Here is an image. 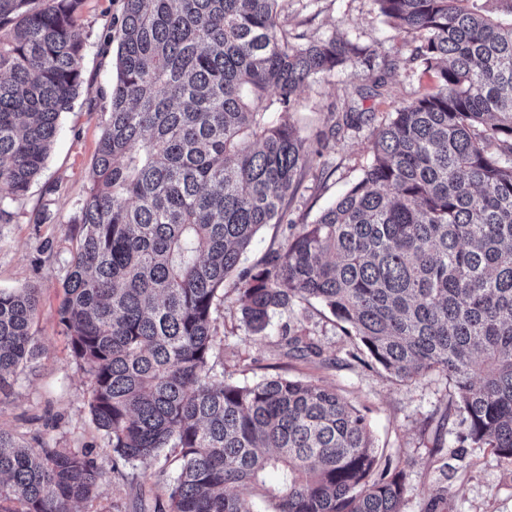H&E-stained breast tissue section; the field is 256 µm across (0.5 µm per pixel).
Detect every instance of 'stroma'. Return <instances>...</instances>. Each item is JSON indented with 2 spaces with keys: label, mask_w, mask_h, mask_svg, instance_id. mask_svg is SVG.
<instances>
[{
  "label": "stroma",
  "mask_w": 512,
  "mask_h": 512,
  "mask_svg": "<svg viewBox=\"0 0 512 512\" xmlns=\"http://www.w3.org/2000/svg\"><path fill=\"white\" fill-rule=\"evenodd\" d=\"M122 8L123 0H84L86 46L78 97L60 118L43 172L16 202L15 221L0 224V289H36L39 308L32 332L43 347L38 359L19 370L12 394L0 396V428L34 449L46 445L92 451L102 477L96 497L79 504L78 512H140L141 503L166 500L176 473L175 464L161 458L113 464L91 420V378L74 359L57 315L62 268L76 230L69 219L85 195L108 119L98 106L101 93L116 76V50L104 48L103 41ZM281 15L290 28L310 38L340 36L379 60L409 52L403 36L384 23L371 0H283ZM366 75L359 64L317 76L300 90L301 107L290 114V122L312 141L339 121L347 107L382 117L420 89L417 74L398 69L387 76L383 96L364 99L357 90L366 85ZM370 140L369 130L344 128L327 141L292 201L297 223L314 221L360 179L371 161ZM48 184L58 185V194H45ZM43 210L49 214L46 223H34L35 213ZM236 298L233 281H226L216 327L228 380L252 385L279 375L335 388L366 416L378 454L404 472L401 512H512V466L492 449L459 443L465 427L461 416L448 412L451 387L444 375L394 383L315 301L293 303L276 314L267 336L251 335L239 319ZM288 331L318 344L321 357L285 355L282 336Z\"/></svg>",
  "instance_id": "35a3bbf8"
}]
</instances>
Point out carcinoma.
<instances>
[{
  "label": "carcinoma",
  "mask_w": 512,
  "mask_h": 512,
  "mask_svg": "<svg viewBox=\"0 0 512 512\" xmlns=\"http://www.w3.org/2000/svg\"><path fill=\"white\" fill-rule=\"evenodd\" d=\"M280 2L124 0L108 122L69 220L59 323L113 463H177L159 512H252L240 486L273 512H401L403 472L335 389L224 378L215 313L234 271L252 335L315 300L392 381L445 374L460 442L512 464V0H371L411 46L379 68L344 38L291 33ZM82 4L0 0V224L82 83ZM362 56L363 98L401 66L432 86L377 125L343 113L372 128L371 162L298 224L293 195L320 150L267 114L296 111L311 78ZM264 224L285 225L284 245L239 268ZM37 312L35 289H0L1 395L40 354ZM101 476L87 449L35 451L0 429V512H76Z\"/></svg>",
  "instance_id": "carcinoma-1"
}]
</instances>
